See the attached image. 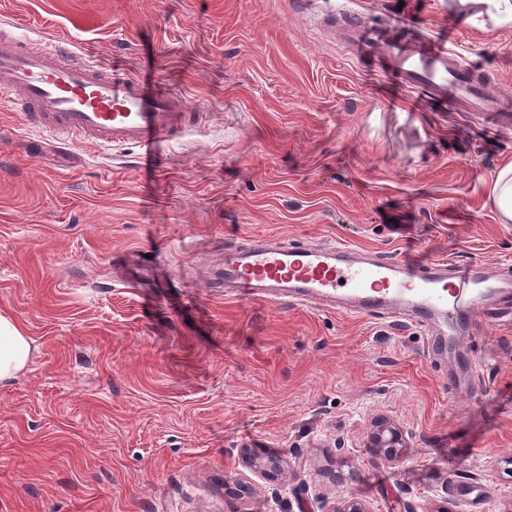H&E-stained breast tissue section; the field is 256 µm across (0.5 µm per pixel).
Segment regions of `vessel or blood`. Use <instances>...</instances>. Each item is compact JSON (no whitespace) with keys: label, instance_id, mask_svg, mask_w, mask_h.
Returning a JSON list of instances; mask_svg holds the SVG:
<instances>
[{"label":"vessel or blood","instance_id":"obj_1","mask_svg":"<svg viewBox=\"0 0 512 512\" xmlns=\"http://www.w3.org/2000/svg\"><path fill=\"white\" fill-rule=\"evenodd\" d=\"M343 28L344 43L367 51L373 66L399 87L424 90L497 120L512 110L484 73L454 50L452 29L410 39L365 25L351 12L343 15ZM0 101L20 112L27 127L58 142L133 146L146 169L156 168L163 135L208 118L164 92L155 60H148L140 75L129 76L77 52L69 40H22L3 30ZM353 254V248L332 242L259 238L246 247L225 248L217 285L240 300L273 305L322 300L342 312L394 317L406 312L417 325L453 328L495 284L472 264L411 266L378 255L357 261Z\"/></svg>","mask_w":512,"mask_h":512}]
</instances>
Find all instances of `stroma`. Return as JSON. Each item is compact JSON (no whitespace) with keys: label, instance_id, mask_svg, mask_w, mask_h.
<instances>
[{"label":"stroma","instance_id":"35a3bbf8","mask_svg":"<svg viewBox=\"0 0 512 512\" xmlns=\"http://www.w3.org/2000/svg\"><path fill=\"white\" fill-rule=\"evenodd\" d=\"M457 49L512 96V25L477 0H0L208 112L135 149L64 146L0 106V310L33 340L0 383V512H512V288L429 353L406 317L274 307L214 287L225 246L337 241L512 271L488 192L512 125L399 88L325 25L346 11ZM152 246L161 264L133 261ZM411 435L396 464L371 419ZM283 458L270 477L241 449ZM409 433L400 423L387 418H376L367 436L366 446L376 459L387 463L401 461L409 445Z\"/></svg>","mask_w":512,"mask_h":512}]
</instances>
